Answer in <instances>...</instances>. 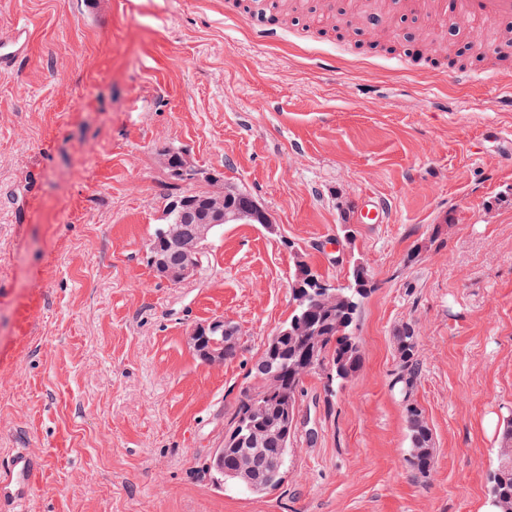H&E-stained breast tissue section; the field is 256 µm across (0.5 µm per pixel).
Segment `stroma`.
<instances>
[{
  "mask_svg": "<svg viewBox=\"0 0 512 512\" xmlns=\"http://www.w3.org/2000/svg\"><path fill=\"white\" fill-rule=\"evenodd\" d=\"M313 7L255 38L233 0H0V37L31 32L0 73V468L42 465L22 512H478L512 411V109L487 69L399 59L431 18L401 20L393 50L326 31ZM249 194L273 225L228 224L188 279H158L147 244L171 182L165 150ZM375 196L381 224L354 206ZM353 224L354 240L340 232ZM417 262H408L412 252ZM377 285L357 334L363 364L327 394L305 383L293 458L259 496L214 484L205 461L265 344L291 311L297 260ZM221 317L224 363L188 338ZM412 323L415 398L435 464L405 462L390 388L393 336ZM31 48V35L24 24H16L10 33L0 40V71H10L25 58Z\"/></svg>",
  "mask_w": 512,
  "mask_h": 512,
  "instance_id": "1",
  "label": "stroma"
}]
</instances>
